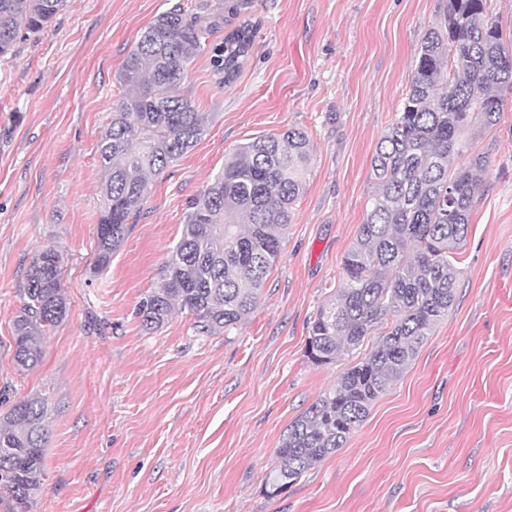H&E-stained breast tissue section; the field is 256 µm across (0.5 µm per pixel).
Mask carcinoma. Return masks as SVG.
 <instances>
[{
  "label": "carcinoma",
  "mask_w": 512,
  "mask_h": 512,
  "mask_svg": "<svg viewBox=\"0 0 512 512\" xmlns=\"http://www.w3.org/2000/svg\"><path fill=\"white\" fill-rule=\"evenodd\" d=\"M66 0H0V56L17 39L47 28ZM492 0H446L426 33L399 112L377 144V183L356 242L342 261L336 292L308 328L306 357L333 364L377 337L370 351L290 425L275 449L265 492L275 497L344 447L374 402L396 383L433 328L448 315L460 275L456 251L467 236L488 156L458 163L475 123L497 125L512 90V39L492 15ZM251 0H199L197 11L173 3L140 33L115 80L125 94L113 105L98 143L102 207L95 270L106 269L137 220L149 180L186 154L208 126L185 91L202 51L219 83L240 76L258 23L249 18L220 42L224 14L239 16ZM312 162L304 132L240 144L205 188L185 205L183 228L163 265L158 288L136 315L147 331L176 308L200 333L229 334L256 307L280 255L293 206ZM62 255L37 250L13 320V363L30 371L44 358L48 332L68 312ZM46 399L30 395L0 415V504L30 512L46 475Z\"/></svg>",
  "instance_id": "obj_1"
}]
</instances>
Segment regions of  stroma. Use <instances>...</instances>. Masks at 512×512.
<instances>
[{"mask_svg": "<svg viewBox=\"0 0 512 512\" xmlns=\"http://www.w3.org/2000/svg\"><path fill=\"white\" fill-rule=\"evenodd\" d=\"M445 0H253L259 32L237 81L207 53L189 93L205 134L150 180L111 264L95 272L98 141L115 73L167 0H67L0 58V414L48 401L47 477L33 512H512V92L471 152L490 165L457 257L456 299L344 448L276 497L289 424L345 369L317 366L307 324L332 295L375 188L371 158ZM303 131L313 159L254 311L203 336L136 308L162 277L184 205L253 138ZM64 258L68 302L42 363L12 360L20 288L38 249Z\"/></svg>", "mask_w": 512, "mask_h": 512, "instance_id": "1", "label": "stroma"}]
</instances>
